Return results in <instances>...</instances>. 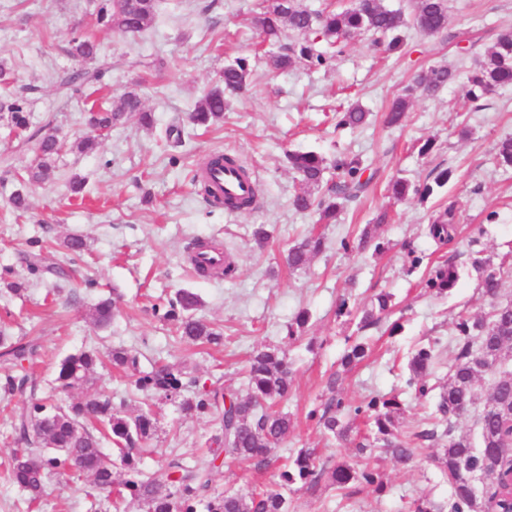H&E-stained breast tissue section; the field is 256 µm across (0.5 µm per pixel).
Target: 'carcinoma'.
I'll use <instances>...</instances> for the list:
<instances>
[{
    "instance_id": "obj_1",
    "label": "carcinoma",
    "mask_w": 512,
    "mask_h": 512,
    "mask_svg": "<svg viewBox=\"0 0 512 512\" xmlns=\"http://www.w3.org/2000/svg\"><path fill=\"white\" fill-rule=\"evenodd\" d=\"M253 18L263 42L278 47L268 55V64L274 70H288L300 64L322 66L332 58L331 50L341 52L343 45L358 35L372 36L373 45L382 53L397 54L403 50L402 30L411 25L425 35L439 34L448 29V0H416L411 16L400 9H391L383 0H353L350 7L334 10L311 11L299 0H264ZM160 0H100L97 19L119 32L136 36L146 31L158 12ZM295 35V40L281 42L283 26ZM98 53L97 44L82 36L71 40L70 55L83 62L92 61ZM99 69H81L59 76L61 86L78 92L101 82ZM250 76L246 59L237 58L224 66L222 85L205 94L195 105L191 121L207 126L224 117L225 95L243 91ZM457 74L446 65H433L422 71L405 94L393 99L385 116L389 126L401 125L411 98L420 93L432 96L456 81ZM512 85V30L501 33L467 77L466 96L477 102L498 90ZM10 132L17 136L30 128V116L24 102L9 99L0 102ZM368 112L358 104H351L337 113L336 127L358 129L366 125ZM127 122L150 127L152 114L147 112L140 97L128 92L110 108H92L87 117L89 133L77 143L82 153L94 151L99 139L112 128ZM64 143L58 136L44 137L39 142L36 162L26 170L24 181L40 183L57 168ZM290 168L297 174L303 188L292 201L293 208L302 213H313L317 222L327 224L343 209L345 203L362 193L367 181L362 179L364 161L358 155L340 154L325 157L314 151L288 154ZM451 177L448 170L435 178V185H414L403 178L390 181L392 194L398 199L415 195L424 200L434 193V187H443ZM458 223L457 204L434 214L427 225V235L438 245H446L454 238ZM374 251L383 250L375 241L370 228H365L356 239L344 238L340 249L350 252L368 244ZM325 249V240L311 235L288 249V266L300 269L312 257ZM481 274V290L486 296L498 294L504 267H494L482 258L472 260ZM459 279L454 265L443 263L429 269L426 287L438 295L452 290ZM0 283L6 290L21 297L25 283L12 279V271L3 269ZM119 295L103 298L92 307L94 325L103 328L112 322ZM200 303L197 294L182 290L166 305L153 306L154 315L173 323L179 338L191 343L220 346L223 332L213 324L197 317ZM392 309L391 296L379 294L376 303L360 311L348 308L341 301L338 313L357 321L365 329L379 323ZM460 342L455 362L449 367L447 380L438 394L436 412L441 418L459 417L476 404L475 382L487 371L495 368L512 351V303L499 305L483 317L462 313L455 324ZM0 355L21 367L36 348L28 343L9 341L0 331ZM369 345L354 340L341 358V367L350 366L368 356ZM109 361L130 372L136 390L148 398L175 399L185 414H208L221 410L218 432L211 441L222 447L224 456L238 461H249L257 469L268 466L272 450L288 437L293 422L284 411L274 410L275 404L288 398L291 391V368L284 351L263 347L255 350L247 367L248 396L223 390L190 376L178 364H162L149 371L140 370L139 352L127 348L113 349ZM440 361L436 344L417 348L408 361L405 386L421 398L429 397L433 387L428 383L431 370ZM101 356L97 348L84 349L62 359L56 367V389L68 391L89 383ZM339 373L328 378L331 397L325 402L318 418L328 435L341 437L351 428L358 416L367 417L373 428L372 441L361 444L364 454L377 444L390 453L396 463L407 466L416 456V441H442L443 446L435 461L441 474L448 478L447 504L435 505L427 498L412 503V512H500L512 510V502L499 492L512 476V454L508 452L512 441V416L500 415L488 408L494 400L512 403V371L495 383L485 398L479 414L481 447L454 431L449 422L443 429L432 428L416 432L402 440L395 434V419L404 410V402L397 395L374 396L363 405L352 407L336 396ZM6 394L30 393L28 406L15 425L16 437L8 465L9 481L27 495L28 502L36 505L54 477L83 474L90 478L86 494L110 504L115 512H124L127 498L142 502L147 512H291L292 501L280 490L252 488L248 492L234 489L218 490L214 486L211 467L193 465L180 456L172 457L161 476L139 469L142 444L151 438L155 429L151 409L146 408L134 416H126L114 403L112 395L97 393L82 400L64 404L53 395L36 396V383L24 374L8 375L3 383ZM123 468L128 478L118 482L115 469ZM472 474L491 480L484 494L468 483ZM354 497L368 489L381 492L384 484L376 470L368 465L354 467L345 461L330 467L317 462L314 450L302 448L288 469L280 473V486L294 484L312 489L322 480Z\"/></svg>"
}]
</instances>
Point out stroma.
<instances>
[{
    "mask_svg": "<svg viewBox=\"0 0 512 512\" xmlns=\"http://www.w3.org/2000/svg\"><path fill=\"white\" fill-rule=\"evenodd\" d=\"M260 2L162 0L151 26L132 38L98 24L92 0H0V55L12 69L10 88L24 97L32 129L58 128L69 146L49 179L28 187L29 209L22 215H13L9 203L18 182L0 180V268H13L29 283L24 297L0 295V321H6L12 336L39 343L26 369L44 389L66 355L103 345L139 349L146 369L157 359L182 364L191 375L244 396V371L253 350H285L294 374L281 408L294 427L273 453L271 467L258 476L245 462L216 463L206 445L216 432L215 416H190L176 402L146 400L122 369L97 368L85 389L61 393L68 403L88 392L109 391L128 414L151 404L156 423L143 458L147 472L161 473L178 453L213 468L217 487L245 492L256 481L275 489L286 458L313 448L319 462L328 465L370 460L385 489L364 491L350 501L324 482L313 491L293 492L295 512H408L422 495L446 502L448 483L434 461L438 443H427L405 468L382 449L368 458L358 452V442L369 433L365 423L355 422L346 439H333L307 414L327 400L326 379L343 356L347 337L360 332L372 352L342 373L339 394L352 405L374 395H400L405 408L397 432L406 436L431 428L434 400L405 389L409 353L420 344H444L442 363L429 377L437 382L454 359L447 343L456 335L458 313L482 316L493 303L512 301V272L504 275L492 300L483 296L472 265L477 254L496 266L512 263V168L495 160L498 143L512 137V87L477 105L465 96L469 72L499 34L512 29V0H448L445 35L406 29L402 53L388 57L371 49L369 36L360 35L330 65L283 72L272 71L256 54L248 23ZM77 31L97 43L95 63L107 70L103 89L89 99L71 96L57 81L58 74L81 67L67 53ZM237 57L250 65L246 91L228 98L221 121L207 128L192 125L189 113L216 86L225 63ZM432 65L456 69L458 80L436 96L417 97L402 125L386 126L390 101ZM129 91L137 92L153 113V128L120 126L94 153L78 152L75 144L87 131L92 102L113 103ZM342 103L364 107L369 126L335 129L333 112ZM173 124L183 130V145L176 149L165 142ZM428 139L433 151L419 155V145ZM290 151L362 155L373 179L335 222L317 223L314 215L291 205L301 184L286 162ZM215 152L232 155L249 169L260 190L255 207L232 212L206 205L193 178ZM446 169L452 172L448 183L424 201L395 199L386 188L394 176L433 184ZM76 175L86 180L77 199L67 190ZM451 199L458 203L457 235L439 246L424 228L432 212ZM382 213L388 221L380 225L376 219ZM491 213L496 216L492 222L487 219ZM372 223L378 226L382 252L339 250L340 238L358 235ZM255 224L270 231L261 248L250 236ZM311 233L324 236L325 250L306 267L289 268V247ZM71 235L88 244L75 263L62 246ZM33 238L48 244L43 264L65 268L69 279H30L23 252ZM195 238L231 253L234 274L197 277L185 249ZM413 250L427 262L457 266L452 294L439 297L426 288L423 269L410 267ZM182 289L200 297L198 317L223 328V346L184 342L172 324L153 315V304L173 299ZM115 291L122 295L118 311L108 328H97L90 308ZM380 292L392 294L394 301L380 325L361 332L348 317L337 315L340 301L356 309ZM302 310L310 314L308 326L297 340L286 341L288 323ZM27 404V395L20 393L0 398V512H28L24 495L5 472L14 446L13 417ZM87 486L83 477L53 483L39 512H95Z\"/></svg>",
    "mask_w": 512,
    "mask_h": 512,
    "instance_id": "obj_1",
    "label": "stroma"
}]
</instances>
